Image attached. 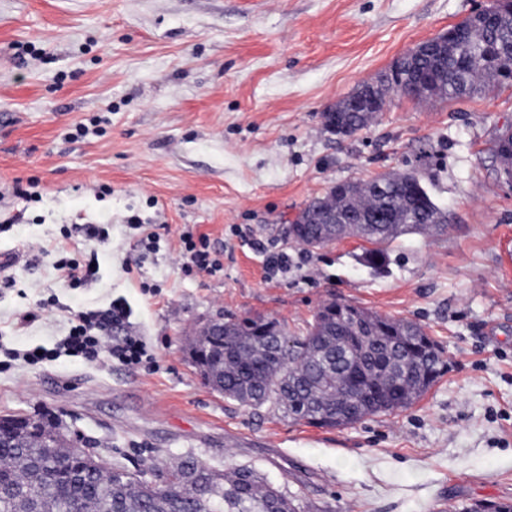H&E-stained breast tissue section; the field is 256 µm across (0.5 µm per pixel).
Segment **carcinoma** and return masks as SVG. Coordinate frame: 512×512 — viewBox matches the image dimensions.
Masks as SVG:
<instances>
[{"label": "carcinoma", "instance_id": "obj_1", "mask_svg": "<svg viewBox=\"0 0 512 512\" xmlns=\"http://www.w3.org/2000/svg\"><path fill=\"white\" fill-rule=\"evenodd\" d=\"M490 44H512V21L444 57L415 56L412 66L434 74L435 100L482 94L504 84L497 68L481 62ZM327 213L362 220L357 236L374 245L369 253L377 260L403 235L447 227L421 180L408 172L329 189L305 205L288 225V237L308 251L330 244L322 223ZM282 333L276 319L231 318L224 335L210 342L207 362L194 364L228 399L255 407L271 403L294 420L330 429L411 406L445 366L420 324L347 301L324 302L305 334L274 352L271 337ZM221 362L224 376L213 382ZM51 437V422L26 417L11 444L0 447V486L9 490L0 495V512H297L294 498L253 468L226 474L192 454L164 469L149 465L131 473L116 464L108 473L97 452L87 449L69 462L81 473L73 481L60 475L63 462L45 447ZM458 512H512V504H463Z\"/></svg>", "mask_w": 512, "mask_h": 512}]
</instances>
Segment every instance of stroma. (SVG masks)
I'll return each mask as SVG.
<instances>
[{"label": "stroma", "mask_w": 512, "mask_h": 512, "mask_svg": "<svg viewBox=\"0 0 512 512\" xmlns=\"http://www.w3.org/2000/svg\"><path fill=\"white\" fill-rule=\"evenodd\" d=\"M491 2L0 0V415L54 417L108 466L188 452L247 464L318 512L512 503V184L493 151L512 83L443 102L391 94L349 138L321 119ZM396 172L427 186L446 232L398 238L380 270L356 236L310 252L289 240L336 181ZM188 229L223 270H182ZM278 251L287 273L266 266ZM70 258L98 274L69 287ZM333 298L421 324L447 371L410 408L326 429L227 399L192 363L206 320L260 314L298 335ZM113 301L130 309L113 339L141 337L153 367L9 357L55 348L74 314Z\"/></svg>", "instance_id": "1"}]
</instances>
